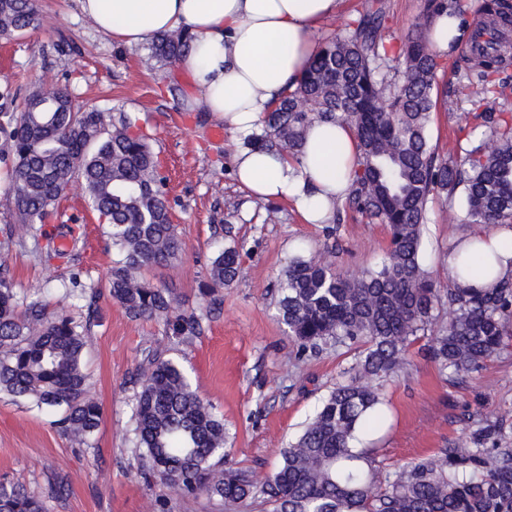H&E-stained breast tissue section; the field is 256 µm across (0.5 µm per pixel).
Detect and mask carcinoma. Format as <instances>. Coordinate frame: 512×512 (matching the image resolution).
Listing matches in <instances>:
<instances>
[{
    "label": "carcinoma",
    "instance_id": "1",
    "mask_svg": "<svg viewBox=\"0 0 512 512\" xmlns=\"http://www.w3.org/2000/svg\"><path fill=\"white\" fill-rule=\"evenodd\" d=\"M464 0H426V24L397 50L386 44L381 2L346 34L319 45L306 71L288 86L263 120L261 145L291 156L316 120L349 127L359 141L350 208L389 229L381 264L357 276L336 268L329 251L298 257L277 281V318L306 355L325 346L358 351L349 379L336 384L314 417L288 442L279 466L263 482L223 468L224 418L182 366L148 347L138 369L132 419L140 474L166 489L168 499L205 494L229 512L258 496L272 512H512V448L497 423L465 432L433 459L395 471L376 464L360 436L381 426L382 382L409 365L408 350L441 310L448 320L424 348L441 374L466 380L498 351L512 330V279L490 289L463 288L456 277L469 269L459 259L441 288L425 266L423 228L429 204L456 209L485 232L512 219V113H481L466 145L447 153L431 144L428 125L447 91L435 84L439 55L430 41L434 20L464 15ZM484 15L509 24L508 0H485ZM38 0H0V36L12 38L40 26ZM475 29L460 55V94L479 110L512 98V80L501 76L505 59L479 41ZM191 36L183 30L151 36L152 57L177 63ZM0 133L13 157L8 169L10 205L30 230L54 215L56 202L81 179L91 208L115 251L108 282L111 300L133 319H157L166 335L203 333L202 316L183 308L167 288L145 278L152 267H172L181 241L171 222L160 162L150 137L125 113L106 118L84 110L65 87L49 85L23 109L0 107ZM244 244L228 237L211 261L200 294L207 304L236 281ZM90 326L60 306L18 297L0 275V393L56 413L54 425L84 444L94 435L101 408L82 360ZM61 492L48 484L35 496L0 480V512H47Z\"/></svg>",
    "mask_w": 512,
    "mask_h": 512
}]
</instances>
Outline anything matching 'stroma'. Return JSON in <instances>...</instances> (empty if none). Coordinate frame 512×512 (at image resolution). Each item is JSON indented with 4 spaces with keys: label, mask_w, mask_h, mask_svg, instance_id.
Listing matches in <instances>:
<instances>
[{
    "label": "stroma",
    "mask_w": 512,
    "mask_h": 512,
    "mask_svg": "<svg viewBox=\"0 0 512 512\" xmlns=\"http://www.w3.org/2000/svg\"><path fill=\"white\" fill-rule=\"evenodd\" d=\"M385 3L392 42L423 25L424 0ZM39 5V28L0 38V93L20 100L58 84L85 108L126 113L149 134L182 242L175 270L149 272L150 284L171 289L186 307H200L199 287L208 278L216 246L230 235L245 249L239 277L220 292L202 335L182 343L169 339L162 322L129 318L109 298L112 250L81 180L71 183L57 219L41 231L16 228L9 203L10 159L0 142V229L15 231L12 245L0 246V273L18 295L37 288L51 302L68 298L81 317L85 302L73 287L99 292L84 370L102 408L97 432L83 445L62 435L53 415L0 394V478L36 493L49 480L65 479L67 486L49 502V512H145L146 502L163 490L139 474L131 414L136 369L143 350L154 346L179 358L202 396L223 414L228 464L263 479L321 399L348 378L358 356L344 348L298 356L276 318V281L293 259L323 250L334 252L337 267L347 274L376 267L388 245V229L343 206L329 238L323 225L303 223L287 201L257 206L235 180L232 136L204 110H187L185 101L197 89L186 71L151 58L147 43L129 47L99 34L79 13L76 0H39ZM455 71V56L442 57L436 81L448 98L433 112L429 134L443 152L461 129L479 123L458 91ZM63 224L79 226L82 233L74 253L57 258L35 250L37 234L56 236ZM473 230L461 220L449 223L444 207L431 205L425 235L434 278L447 282L448 246ZM427 342L423 336L412 344L410 367L383 389L388 422L370 440L378 464L391 469L436 457L481 422H503L512 436V336L462 385L443 380L424 358Z\"/></svg>",
    "instance_id": "stroma-1"
}]
</instances>
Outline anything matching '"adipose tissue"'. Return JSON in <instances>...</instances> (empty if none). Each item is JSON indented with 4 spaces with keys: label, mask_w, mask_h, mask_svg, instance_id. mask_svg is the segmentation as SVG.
Masks as SVG:
<instances>
[{
    "label": "adipose tissue",
    "mask_w": 512,
    "mask_h": 512,
    "mask_svg": "<svg viewBox=\"0 0 512 512\" xmlns=\"http://www.w3.org/2000/svg\"><path fill=\"white\" fill-rule=\"evenodd\" d=\"M103 35L134 46L151 35L184 29L193 36L179 65L198 88L187 108H203L236 141L235 177L249 193L290 202L308 224L329 223L357 167L348 127L313 123L295 156L260 147L263 117L317 50V29L339 0H77ZM458 250L476 262L461 284L492 288L512 278V226L475 231Z\"/></svg>",
    "instance_id": "ef3b65f1"
}]
</instances>
